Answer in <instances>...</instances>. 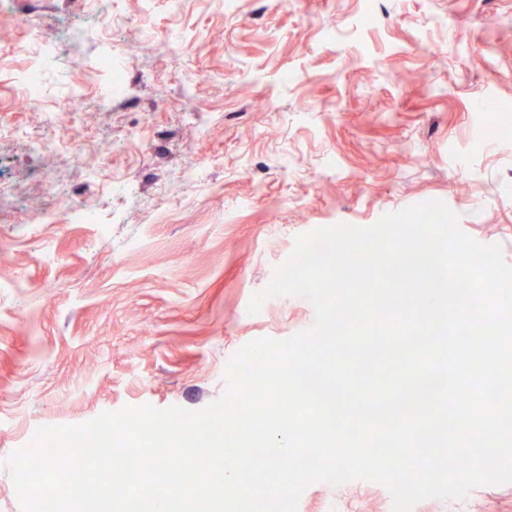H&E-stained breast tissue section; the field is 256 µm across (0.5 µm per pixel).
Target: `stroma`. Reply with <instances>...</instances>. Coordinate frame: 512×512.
Returning <instances> with one entry per match:
<instances>
[{"label": "stroma", "mask_w": 512, "mask_h": 512, "mask_svg": "<svg viewBox=\"0 0 512 512\" xmlns=\"http://www.w3.org/2000/svg\"><path fill=\"white\" fill-rule=\"evenodd\" d=\"M0 41L55 47L40 110L0 70V512H22L4 467L44 425L151 405L203 409L247 343L311 327L300 296L248 306L297 236L430 200L512 264V0H10ZM115 48L120 109L94 64ZM80 90L82 112H57ZM206 163L196 184L185 155ZM124 177L128 192L102 191ZM92 203L102 221L45 224ZM384 485L317 482L298 512H391ZM413 512H512V482Z\"/></svg>", "instance_id": "stroma-1"}]
</instances>
